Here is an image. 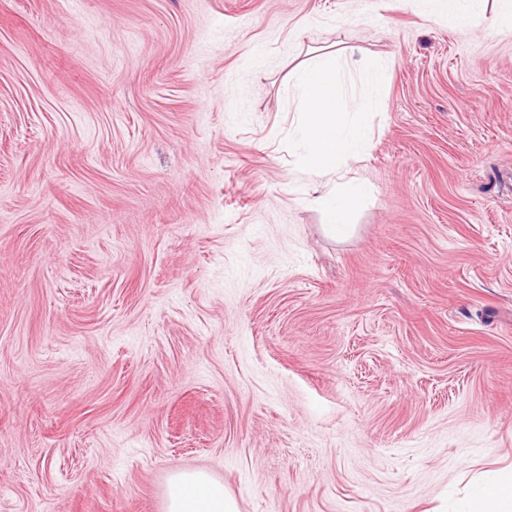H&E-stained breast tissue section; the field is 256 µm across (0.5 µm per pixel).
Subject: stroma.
<instances>
[{"instance_id": "1", "label": "stroma", "mask_w": 512, "mask_h": 512, "mask_svg": "<svg viewBox=\"0 0 512 512\" xmlns=\"http://www.w3.org/2000/svg\"><path fill=\"white\" fill-rule=\"evenodd\" d=\"M422 0H0V512H461L512 463V25ZM384 62L336 238L288 75ZM165 512H238L224 484L203 470L176 471L169 478Z\"/></svg>"}]
</instances>
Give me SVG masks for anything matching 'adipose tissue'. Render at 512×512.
<instances>
[{"mask_svg": "<svg viewBox=\"0 0 512 512\" xmlns=\"http://www.w3.org/2000/svg\"><path fill=\"white\" fill-rule=\"evenodd\" d=\"M165 512H238L222 482L203 470H182L170 477ZM465 512H512V464L498 482L480 489Z\"/></svg>", "mask_w": 512, "mask_h": 512, "instance_id": "obj_1", "label": "adipose tissue"}]
</instances>
